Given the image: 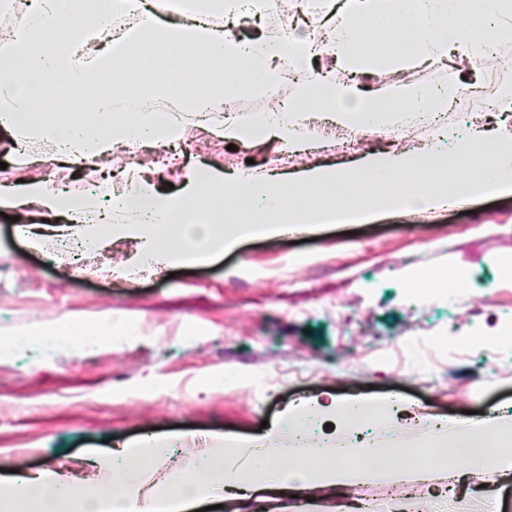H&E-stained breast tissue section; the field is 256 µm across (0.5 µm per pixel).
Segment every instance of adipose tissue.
Listing matches in <instances>:
<instances>
[{"label": "adipose tissue", "instance_id": "1", "mask_svg": "<svg viewBox=\"0 0 512 512\" xmlns=\"http://www.w3.org/2000/svg\"><path fill=\"white\" fill-rule=\"evenodd\" d=\"M266 0H182L173 22H160L148 0H31L24 29L0 35V128L14 140L55 144L57 163L79 171L114 149L134 143L179 147L186 118L210 125L228 143L276 140L291 155L307 153L320 137L302 113L323 112L345 129L379 130L395 120H427L421 150L390 148L364 152L351 165L307 163L292 173L241 167L226 174L207 166L187 169L180 190L160 193L152 178L135 176L133 189L112 196L101 211L99 194L65 191L47 179L0 186V211L17 215V231L32 250L44 245L39 219L64 218L68 233L90 251L120 240L137 244L120 263L136 275L185 263H204L238 248L246 226L267 235L309 232L333 224L343 211L366 216H404L466 204L492 183L512 193V82L501 85L487 105L504 113L495 127L475 122L450 137L436 116L458 95L480 92L461 82L446 65L466 58L474 70L489 56L512 47V0H304L312 27L334 17L327 47L310 31L268 32L254 39L233 31L246 13L261 14ZM110 15L136 18V25L110 34L106 48L90 57L84 45L100 36L98 21ZM329 51L349 75L314 70L311 60ZM297 75L288 101L229 119V103L269 95L278 66ZM443 65L436 83L390 81L363 93L359 77ZM149 81L153 98L175 112L158 115L117 76ZM487 463L501 477L512 475V443L498 432L475 435L449 429L428 448L304 450L247 448L225 440L224 456L206 459L191 483L172 485L165 498L147 489L153 470L144 465L137 496L123 482L111 512H184L207 496L235 512L239 500L262 487L272 491L343 489L373 481L409 486L446 477L458 464Z\"/></svg>", "mask_w": 512, "mask_h": 512}]
</instances>
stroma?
Instances as JSON below:
<instances>
[{"mask_svg":"<svg viewBox=\"0 0 512 512\" xmlns=\"http://www.w3.org/2000/svg\"><path fill=\"white\" fill-rule=\"evenodd\" d=\"M48 143L21 149L0 129V182L61 179ZM274 142L227 148L190 129L177 164L157 170L154 149L135 165L158 187L182 186L193 164L229 171L253 159L271 168ZM512 195L479 198L470 209L430 218L378 214L298 236L250 238L212 263L147 271L129 280L74 268L27 248L0 215V332L19 325L58 329L111 324L112 336L65 356L29 348L0 353V468L34 475L68 457L92 470L123 465L125 445L155 447L205 433L213 447L231 436L263 437L295 400L393 393L453 421L480 425L512 409ZM458 273L457 308L422 301L410 276ZM423 319L426 330L410 325ZM396 345H389L387 337ZM465 350L488 373L477 388L449 389L440 364Z\"/></svg>","mask_w":512,"mask_h":512,"instance_id":"35a3bbf8","label":"stroma"}]
</instances>
